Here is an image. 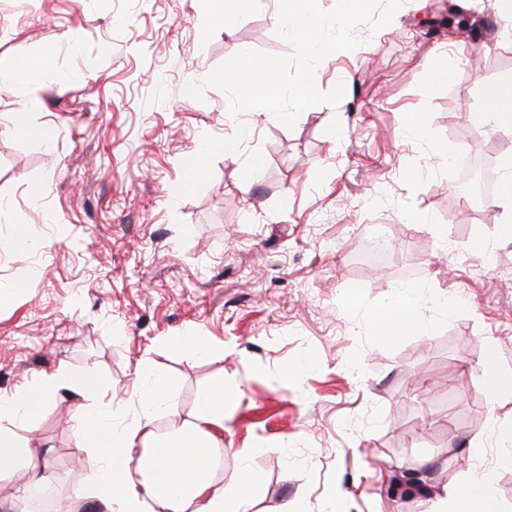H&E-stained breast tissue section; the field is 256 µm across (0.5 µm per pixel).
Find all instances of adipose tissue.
<instances>
[{
    "instance_id": "ef3b65f1",
    "label": "adipose tissue",
    "mask_w": 512,
    "mask_h": 512,
    "mask_svg": "<svg viewBox=\"0 0 512 512\" xmlns=\"http://www.w3.org/2000/svg\"><path fill=\"white\" fill-rule=\"evenodd\" d=\"M483 96L486 107L476 113V121L493 130L511 129L512 74L488 84ZM372 323L379 341L390 346L418 330L412 290L374 312ZM135 401L140 409L129 421L117 419L111 403L102 401L77 430L81 446L93 451L94 466L77 485L92 512H247V503L262 490L258 475L244 471L230 492L211 478L224 439L223 385L206 391L194 422L173 435L154 434L143 392H136ZM19 468L31 481L44 476L43 458L29 440L0 428V477ZM448 512H503L489 473L470 471L450 495Z\"/></svg>"
}]
</instances>
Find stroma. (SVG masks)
<instances>
[{
	"mask_svg": "<svg viewBox=\"0 0 512 512\" xmlns=\"http://www.w3.org/2000/svg\"><path fill=\"white\" fill-rule=\"evenodd\" d=\"M452 3L484 18L474 41L417 27ZM279 9L266 0L215 21L210 0H0V70L47 62L37 86L16 83L0 106V286L13 291L0 300V395L38 392L40 374L57 372L93 380L119 414L151 359L170 383L155 425L192 422L223 383L214 479L229 488L258 472L249 512H438L477 465L512 512V465L492 462L490 433L512 426V391L490 394L483 364L490 344L512 373V238L437 154L449 142L512 153V131L472 119L481 85L512 74V22L493 0H403L389 25L357 27L356 49L319 64L317 88L343 84L340 103L289 128L231 115L204 83L241 51L290 54ZM448 61L453 80L435 81ZM194 82L202 99L185 93ZM21 107L48 137L13 131ZM407 113L421 134L404 129ZM197 153L190 182L183 162ZM18 221L26 252L12 244ZM382 227L391 259L362 261ZM407 287L422 327L385 346L368 316ZM186 336L224 352H194ZM93 398L61 388L18 428L48 460L54 512L80 508L72 466L91 454L76 429ZM399 470L418 471L431 496L389 495Z\"/></svg>",
	"mask_w": 512,
	"mask_h": 512,
	"instance_id": "35a3bbf8",
	"label": "stroma"
}]
</instances>
